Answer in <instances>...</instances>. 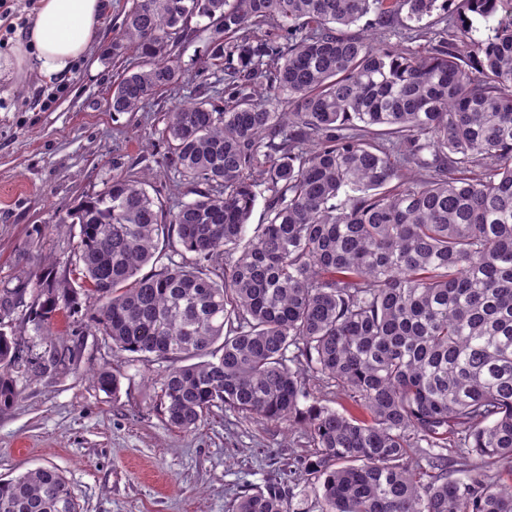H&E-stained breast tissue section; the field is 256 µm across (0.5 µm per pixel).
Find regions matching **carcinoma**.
<instances>
[{
	"mask_svg": "<svg viewBox=\"0 0 512 512\" xmlns=\"http://www.w3.org/2000/svg\"><path fill=\"white\" fill-rule=\"evenodd\" d=\"M439 1L457 20L436 29L424 19ZM500 2L133 0L112 55L130 46L138 62L110 110L181 81L172 48L194 19L222 73L158 132L159 164L192 199L167 210L149 173H113L59 215L78 227L66 259L3 289L0 309L28 308L55 367L67 359L55 317L83 305L113 349L174 363L160 406L178 429L223 407L305 417L314 451L297 469L318 512H512V14ZM371 12L383 28L406 13L401 44L351 31ZM260 194L267 221L251 228ZM18 360L0 330V409L20 397ZM316 383L345 405L322 403ZM473 455L500 470L467 467ZM291 499L271 483L231 509L290 512ZM0 512L81 508L45 466L0 480Z\"/></svg>",
	"mask_w": 512,
	"mask_h": 512,
	"instance_id": "carcinoma-1",
	"label": "carcinoma"
}]
</instances>
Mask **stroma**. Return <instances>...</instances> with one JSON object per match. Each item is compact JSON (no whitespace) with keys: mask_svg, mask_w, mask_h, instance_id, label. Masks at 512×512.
<instances>
[{"mask_svg":"<svg viewBox=\"0 0 512 512\" xmlns=\"http://www.w3.org/2000/svg\"><path fill=\"white\" fill-rule=\"evenodd\" d=\"M133 0H109L91 63L51 83L0 79V289L32 279L44 257L60 256L56 215L98 192L116 170L154 171L164 207L184 198L173 171L160 170L152 137L175 103L194 98L207 41L179 46L186 74L139 111L108 110L112 85L135 54L113 55L112 40ZM54 342L73 351L65 366L39 369L46 345L23 310L0 318L21 340L22 393L0 410V478L56 467L83 512H228L245 491L288 480L312 446L301 424L260 423L214 410L193 431L170 426L160 408L166 363L112 352L84 314L58 316ZM116 393L96 381L101 368Z\"/></svg>","mask_w":512,"mask_h":512,"instance_id":"stroma-1","label":"stroma"}]
</instances>
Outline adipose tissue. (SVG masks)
I'll return each instance as SVG.
<instances>
[{
  "label": "adipose tissue",
  "mask_w": 512,
  "mask_h": 512,
  "mask_svg": "<svg viewBox=\"0 0 512 512\" xmlns=\"http://www.w3.org/2000/svg\"><path fill=\"white\" fill-rule=\"evenodd\" d=\"M106 8L107 0H38L31 22L0 55V75L51 82L69 74L90 58Z\"/></svg>",
  "instance_id": "ef3b65f1"
}]
</instances>
